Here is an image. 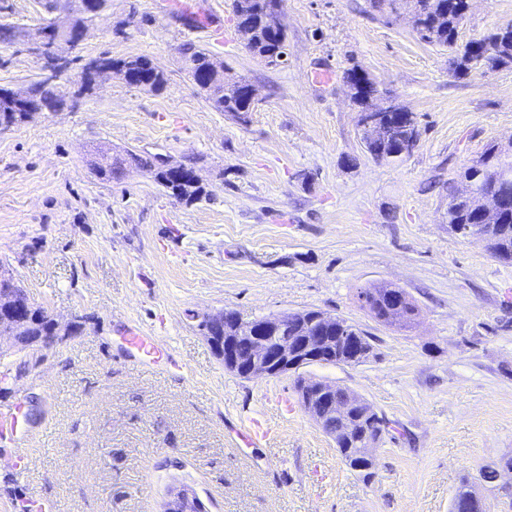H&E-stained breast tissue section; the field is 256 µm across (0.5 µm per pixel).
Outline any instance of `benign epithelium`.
<instances>
[{
    "instance_id": "1",
    "label": "benign epithelium",
    "mask_w": 512,
    "mask_h": 512,
    "mask_svg": "<svg viewBox=\"0 0 512 512\" xmlns=\"http://www.w3.org/2000/svg\"><path fill=\"white\" fill-rule=\"evenodd\" d=\"M108 6V0H62L61 16L51 18L41 27L39 39L33 42L34 50L41 53L48 66L42 75L44 79L57 81L64 70V61L58 55L62 46L74 48L84 39L89 22L99 16ZM117 75L130 85H136L140 76L135 65L116 68L103 59L88 62L83 71L82 85L94 89L107 76ZM358 125L365 144L387 143L384 113L399 111V103L391 95L367 87L361 94ZM31 88L23 91H8L0 95V110L3 112H24L26 120L41 112H57L63 103L52 102L34 108ZM9 277L0 274V340L8 339L7 347L0 346V352H14L19 349L18 332L24 325L20 319L22 310H14ZM293 315H270L262 318L245 319L231 309L208 314L201 321L204 337L224 367L242 378H270L295 372L313 364L343 361L336 356V350L329 348L326 336H300L288 332L294 325ZM62 327L53 321V336H33L28 348L46 353L60 339L57 332ZM298 399L305 412L317 425L328 418L340 421L336 432L347 430L348 411L351 401L340 397L336 385L319 381H302ZM165 512H200V502L193 492L182 488L173 493Z\"/></svg>"
}]
</instances>
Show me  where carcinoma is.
Returning a JSON list of instances; mask_svg holds the SVG:
<instances>
[{
    "instance_id": "1",
    "label": "carcinoma",
    "mask_w": 512,
    "mask_h": 512,
    "mask_svg": "<svg viewBox=\"0 0 512 512\" xmlns=\"http://www.w3.org/2000/svg\"><path fill=\"white\" fill-rule=\"evenodd\" d=\"M265 0H235V9L248 14V21L254 29L253 53L264 59L267 55H279L287 50V26L273 28L263 19ZM373 7L391 12L403 9L409 13L413 29L421 40L452 51L453 70L465 73L471 69L487 65L493 69L512 67V28L500 27L490 34L467 42L458 43V29L469 9L468 0H371ZM183 62L189 72L198 71L209 64V53L189 42L182 47ZM137 60L147 65L145 88L151 91L162 90L167 83L166 73L145 57ZM248 83L239 79L232 83L217 80L207 99L219 112H250L253 107L246 97ZM64 91L53 82H41L34 87V98L53 101L62 98ZM138 168L149 171L154 181L171 195L189 202L198 200L204 194L201 185L192 186L189 182H179L157 169L155 162L140 154L125 150L119 156L97 149L92 153L91 166L96 175L107 180L122 177L123 157ZM505 176L512 177V145L489 146L476 160L467 165L460 175L458 185L448 196V226L451 231L469 237L477 227L486 237L493 257L512 261V201L504 207L488 212L483 208L482 199L496 191L497 181ZM400 294V308L393 312L387 299L390 291ZM360 306L367 309L378 321L387 325L406 327L417 317L419 310L411 297L401 288L377 285L362 288L357 294ZM330 335L346 342L355 338L371 350L369 336L358 325L335 317L330 324ZM340 393L355 399L349 410L353 432L336 437V449L345 464L360 474L371 467L367 454L359 445L365 434L375 442L382 439L386 421L354 392L341 388ZM455 497L467 502L468 512H486L484 504L469 488L462 484Z\"/></svg>"
}]
</instances>
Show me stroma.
Listing matches in <instances>:
<instances>
[{
  "label": "stroma",
  "instance_id": "obj_1",
  "mask_svg": "<svg viewBox=\"0 0 512 512\" xmlns=\"http://www.w3.org/2000/svg\"><path fill=\"white\" fill-rule=\"evenodd\" d=\"M460 42L512 23V0H469ZM287 60L255 56L234 0H109L60 83L77 107L0 131V265L62 323L82 320L26 364L0 407L22 403V434L0 441V512L33 496L57 512H160L170 487L195 490L204 512H450L469 481L488 512L512 501L481 472L512 456V264L448 229V189L489 144L512 142V67L454 74L445 49L419 39L406 13L369 0H284ZM209 14L221 32L203 25ZM43 0H0V25L37 31ZM195 43L247 79L256 104L216 111L183 68ZM143 56L168 76L158 92L103 78L81 91L91 59ZM363 69L413 112L410 154L365 149L345 82ZM42 57L0 46V87L40 77ZM195 161L204 195L170 196L147 172L99 178L95 148ZM391 284L414 299L409 327L384 325L356 301ZM247 319L319 310L362 328L354 365L299 375L348 388L388 422L373 475L350 471L334 441L296 404L299 375L244 379L205 340L203 315ZM164 353L143 360L131 330ZM294 400L288 416L279 399ZM266 417L273 440L238 433ZM28 458L25 476L12 462Z\"/></svg>",
  "mask_w": 512,
  "mask_h": 512
}]
</instances>
